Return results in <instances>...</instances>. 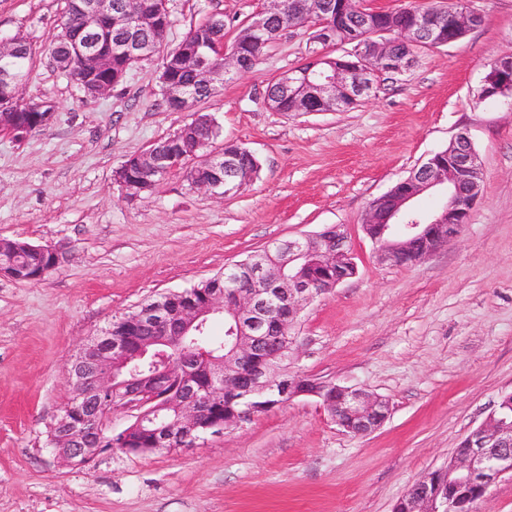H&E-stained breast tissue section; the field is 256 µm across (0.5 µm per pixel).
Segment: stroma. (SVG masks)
I'll return each instance as SVG.
<instances>
[{"label": "stroma", "instance_id": "1", "mask_svg": "<svg viewBox=\"0 0 512 512\" xmlns=\"http://www.w3.org/2000/svg\"><path fill=\"white\" fill-rule=\"evenodd\" d=\"M484 24L419 50L342 112H274L267 85L305 61V28L284 32L248 73L199 109L220 140L260 170L226 199L184 171L128 200L125 158L190 122L161 103V57L109 94L84 98L55 66L64 0H0V36L33 56L24 103L51 122L24 143L0 135V238L63 249L38 282L0 277V512H393L410 485L512 393V95H481L487 65L512 54V0H472ZM174 48L220 13L227 37L257 0H170ZM467 128L483 166L479 200L458 237L423 261L381 264L361 230L370 203ZM346 225L358 271L307 304L290 372L362 387L390 404L368 435L345 432L299 398L197 447L115 449L73 469L46 444L70 396L67 366L87 337L145 299L181 291L272 242Z\"/></svg>", "mask_w": 512, "mask_h": 512}]
</instances>
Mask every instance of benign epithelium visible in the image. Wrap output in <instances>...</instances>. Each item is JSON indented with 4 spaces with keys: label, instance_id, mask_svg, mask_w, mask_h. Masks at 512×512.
Returning a JSON list of instances; mask_svg holds the SVG:
<instances>
[{
    "label": "benign epithelium",
    "instance_id": "obj_1",
    "mask_svg": "<svg viewBox=\"0 0 512 512\" xmlns=\"http://www.w3.org/2000/svg\"><path fill=\"white\" fill-rule=\"evenodd\" d=\"M83 25L77 31L64 29L60 48L77 53L88 73L87 84L80 86L86 98L109 93L122 83L128 72L150 57L135 35L136 28L159 26L166 21L169 0H123L111 7L108 0H79ZM472 0H441L428 10L411 11L393 23L377 17V10H367L366 0H327L329 17L313 25V41L324 46L336 44L341 22L348 28L344 44L350 46L345 58H329L323 52L311 53L299 66L281 74L276 82L292 112H340L354 107L370 96L372 77L382 74L402 75L415 62L421 47L448 45L485 22L483 13L470 7ZM293 12L290 0H264L261 7L245 21L250 41L258 45L274 42L282 33L272 20ZM120 34L112 50L101 48L94 38L103 25ZM198 43H186L177 58L164 57L161 84L165 98L177 112H189L192 121L167 138L125 159L116 169L114 179L130 200L140 197L144 181L163 180L171 172L188 168L190 184L205 192L228 198L238 194L253 180V175L238 168L241 156L254 154L232 143L218 153L197 156L211 141L196 143L185 151L182 141L197 124L208 120L198 111L200 101L170 71L179 67L186 56L199 53ZM223 63L199 72L197 80L213 92L226 77L251 70L237 45L222 46ZM0 81L9 92L0 96V133L22 142L52 119L51 112H30V123L20 125V87L24 81L0 67ZM483 97L491 98L512 91V55L495 58L484 78ZM199 162L189 165L194 158ZM224 168V174L216 172ZM483 168L469 132L458 131L450 146L431 155L390 190L374 199L366 213L362 230L376 245L379 259L391 266L403 265L413 256L416 264L446 245L468 223L480 197ZM428 190L445 194L442 208L433 215H418L408 209L416 196ZM3 252L21 248L50 257L37 277H25L11 262L0 261V276L19 282H36L61 265L62 252L50 246L24 243L18 247L4 239ZM336 267L332 276L312 275L308 269L316 263ZM247 273L249 284L232 294L207 278L208 288H193L169 304L162 301L138 305L120 317V326L109 327L91 336L78 349L68 366L71 396L61 407L51 428L61 427L54 452L69 467L88 464L104 448H84L81 437L87 433L107 436V442L132 454L177 451L195 446L201 431L213 435L230 427H239L258 415L299 397H311L336 421L342 416L355 419L346 431L369 434L378 430L389 414L388 402L362 387L333 384L336 405L323 395L324 382L306 384L285 379L288 369L280 364L257 360L261 346L272 326L279 334L297 326L304 306L327 295L357 272L348 231L342 225L314 234L282 240L231 264ZM224 315L228 335L234 337L232 349L225 356L204 355L208 370L207 393L195 395V385L188 370L168 361L165 347L172 337L163 335L177 325L186 336L201 329L214 315ZM151 327L162 336L150 341L137 339L140 331ZM234 387L243 396L271 393L279 400L265 406L247 403L229 421L213 418L208 409L224 401V389ZM173 408L172 424L161 420L164 409ZM123 413L128 424L116 430L113 417ZM142 436L144 448L130 443ZM506 474L512 475V411L499 404L486 420L470 431L452 452L448 462L414 483L397 503L394 512H474V504L488 488Z\"/></svg>",
    "mask_w": 512,
    "mask_h": 512
}]
</instances>
